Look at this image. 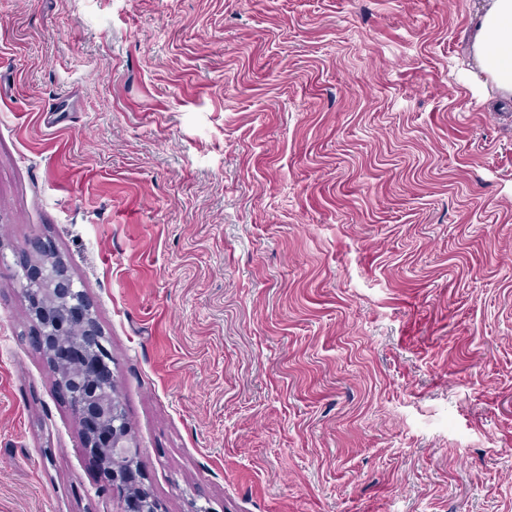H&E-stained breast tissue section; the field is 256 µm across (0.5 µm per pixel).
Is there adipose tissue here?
<instances>
[{"instance_id":"obj_1","label":"adipose tissue","mask_w":512,"mask_h":512,"mask_svg":"<svg viewBox=\"0 0 512 512\" xmlns=\"http://www.w3.org/2000/svg\"><path fill=\"white\" fill-rule=\"evenodd\" d=\"M472 89L512 98V0H482L470 19Z\"/></svg>"}]
</instances>
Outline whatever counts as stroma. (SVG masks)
<instances>
[{
  "label": "stroma",
  "mask_w": 512,
  "mask_h": 512,
  "mask_svg": "<svg viewBox=\"0 0 512 512\" xmlns=\"http://www.w3.org/2000/svg\"><path fill=\"white\" fill-rule=\"evenodd\" d=\"M473 3L0 0V512L123 508L12 286L37 237L164 512H512V107L466 84Z\"/></svg>",
  "instance_id": "1"
}]
</instances>
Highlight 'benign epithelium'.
I'll return each mask as SVG.
<instances>
[{
	"instance_id": "benign-epithelium-1",
	"label": "benign epithelium",
	"mask_w": 512,
	"mask_h": 512,
	"mask_svg": "<svg viewBox=\"0 0 512 512\" xmlns=\"http://www.w3.org/2000/svg\"><path fill=\"white\" fill-rule=\"evenodd\" d=\"M28 247L34 258L19 265L28 284L23 296L73 411L81 422L94 424L87 431L89 447L97 449L102 465L112 473V487L123 496L122 512H163L148 489L132 485L142 461L114 396L111 353L85 290L50 245L34 239Z\"/></svg>"
}]
</instances>
